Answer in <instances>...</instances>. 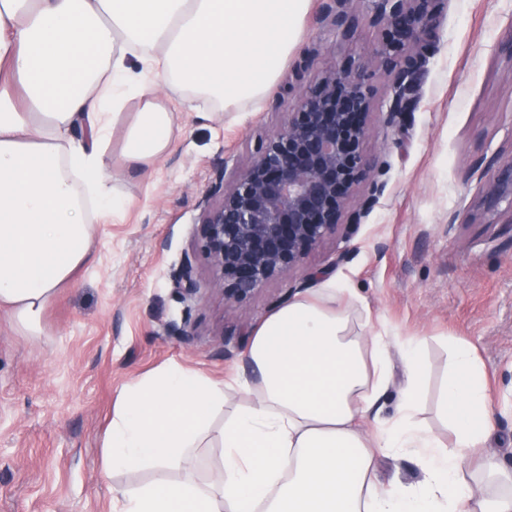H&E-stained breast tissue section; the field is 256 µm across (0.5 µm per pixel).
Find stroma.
<instances>
[{
	"label": "stroma",
	"instance_id": "obj_1",
	"mask_svg": "<svg viewBox=\"0 0 512 512\" xmlns=\"http://www.w3.org/2000/svg\"><path fill=\"white\" fill-rule=\"evenodd\" d=\"M319 6L310 0L302 47L258 104L202 118L178 94L161 92L176 114L170 151L146 175L114 166L112 185L126 205L99 226L92 264L75 286L60 289L42 335H28L0 309V512H120L115 488L157 477L150 467L109 473L102 466V440L122 391L169 366L219 383L250 376L246 347L256 328L319 268L351 288L375 328L425 337L416 419L448 444L454 435L438 406L449 343L474 345L494 420L487 448L512 470V224L476 208L489 163L512 157L505 78L512 63L494 51L512 22V0H443L440 47L407 127L389 123L394 76L375 69L365 155L386 188L353 231L326 238L303 269L235 306L211 290L214 271L200 255V293L183 300L171 286L172 271L192 250L214 168L230 175L245 168L292 111L287 73L303 50H317L310 84L376 57L370 0H353L358 24L347 36L319 21ZM185 321L190 338L168 334L169 324Z\"/></svg>",
	"mask_w": 512,
	"mask_h": 512
}]
</instances>
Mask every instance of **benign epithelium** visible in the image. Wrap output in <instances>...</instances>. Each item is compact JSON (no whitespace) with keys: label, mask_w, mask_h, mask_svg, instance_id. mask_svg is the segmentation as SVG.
Listing matches in <instances>:
<instances>
[{"label":"benign epithelium","mask_w":512,"mask_h":512,"mask_svg":"<svg viewBox=\"0 0 512 512\" xmlns=\"http://www.w3.org/2000/svg\"><path fill=\"white\" fill-rule=\"evenodd\" d=\"M353 0H321L319 17L349 33ZM382 30L381 63L394 73L389 121L412 120L418 78L441 40L443 0H372ZM315 51L305 52L288 80L296 100L283 126L262 140L250 163L231 177L216 169L201 197L194 252L216 272L214 290L238 304L269 281L303 266L309 253L343 225L359 224L384 191L370 178L364 153L373 110L374 62L350 64L304 84ZM368 191L358 194L362 184ZM478 209L512 218V157L487 171ZM183 297L201 289L192 259L172 274Z\"/></svg>","instance_id":"1"}]
</instances>
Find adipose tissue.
<instances>
[{"label": "adipose tissue", "mask_w": 512, "mask_h": 512, "mask_svg": "<svg viewBox=\"0 0 512 512\" xmlns=\"http://www.w3.org/2000/svg\"><path fill=\"white\" fill-rule=\"evenodd\" d=\"M309 0H0V308L31 335L60 289L93 261L95 225L123 206L120 159L145 173L168 151L175 115L160 89L203 108L266 95L300 43ZM143 100L134 116L124 109ZM86 129L75 137L76 128ZM333 280L268 317L247 348L251 377L217 383L168 368L127 387L103 438L105 470L178 467L220 448L210 480L122 490V512H512L488 497L512 472L485 451L492 427L475 348L452 342L440 406L455 431L444 446L415 423L426 367L422 337L373 332ZM404 364L392 418L379 415L391 354ZM255 399L220 428L224 392ZM409 455L420 479H379L384 456Z\"/></svg>", "instance_id": "ef3b65f1"}]
</instances>
